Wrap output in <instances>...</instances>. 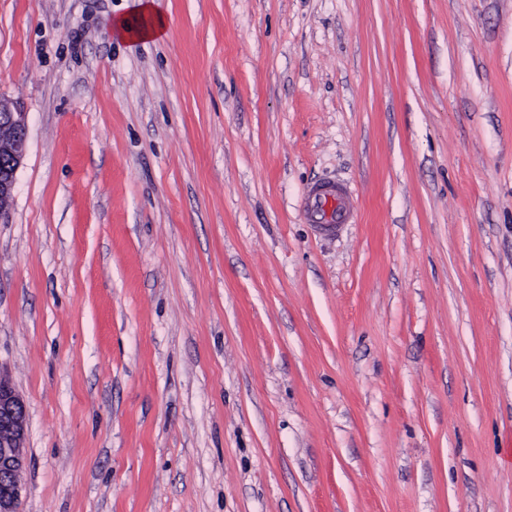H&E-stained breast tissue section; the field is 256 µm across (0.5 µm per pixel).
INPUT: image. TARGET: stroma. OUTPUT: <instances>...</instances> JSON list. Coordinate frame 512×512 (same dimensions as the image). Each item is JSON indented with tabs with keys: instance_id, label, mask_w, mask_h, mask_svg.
<instances>
[{
	"instance_id": "1",
	"label": "stroma",
	"mask_w": 512,
	"mask_h": 512,
	"mask_svg": "<svg viewBox=\"0 0 512 512\" xmlns=\"http://www.w3.org/2000/svg\"><path fill=\"white\" fill-rule=\"evenodd\" d=\"M136 6L0 0L21 512H512V0ZM140 1L137 9V19L130 21L125 18L114 20V34L123 41L144 42L162 38L166 33L164 19L157 15L150 0ZM145 1V2H143ZM26 114L0 98V215L13 199L16 176L25 157ZM310 209L318 216L326 230H333L336 224H348L351 217L352 193L348 187L336 184L310 187L307 192Z\"/></svg>"
}]
</instances>
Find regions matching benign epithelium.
<instances>
[{"label":"benign epithelium","instance_id":"1","mask_svg":"<svg viewBox=\"0 0 512 512\" xmlns=\"http://www.w3.org/2000/svg\"><path fill=\"white\" fill-rule=\"evenodd\" d=\"M26 141V113L0 98V215L12 202ZM26 431L24 401L0 376V512H20L24 488L19 476L27 464L23 448Z\"/></svg>","mask_w":512,"mask_h":512}]
</instances>
